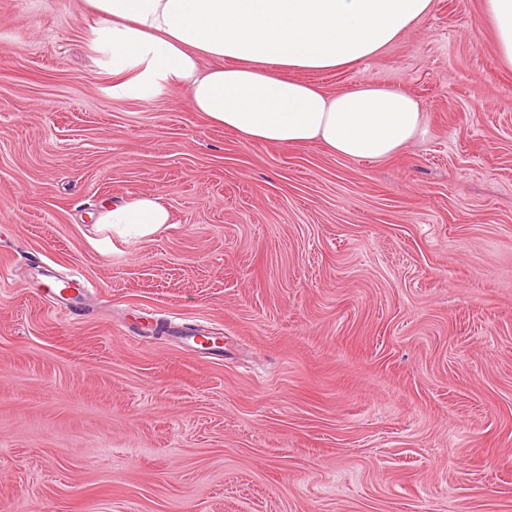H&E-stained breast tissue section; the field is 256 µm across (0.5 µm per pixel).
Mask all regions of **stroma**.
<instances>
[{
	"instance_id": "obj_1",
	"label": "stroma",
	"mask_w": 512,
	"mask_h": 512,
	"mask_svg": "<svg viewBox=\"0 0 512 512\" xmlns=\"http://www.w3.org/2000/svg\"><path fill=\"white\" fill-rule=\"evenodd\" d=\"M93 22L0 0V512H512V71L481 0L310 75L420 100L381 161L113 96ZM142 194L170 228H97Z\"/></svg>"
}]
</instances>
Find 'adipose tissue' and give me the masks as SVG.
I'll use <instances>...</instances> for the list:
<instances>
[{
	"mask_svg": "<svg viewBox=\"0 0 512 512\" xmlns=\"http://www.w3.org/2000/svg\"><path fill=\"white\" fill-rule=\"evenodd\" d=\"M94 51L119 80L113 95L153 100L182 89L190 108L245 142L325 144L353 160H383L422 131L409 94L370 83L330 95L307 73L376 56L432 0H87ZM499 61L512 69V0H483ZM120 237L145 238L171 221L162 199L141 195L100 211Z\"/></svg>",
	"mask_w": 512,
	"mask_h": 512,
	"instance_id": "ef3b65f1",
	"label": "adipose tissue"
}]
</instances>
